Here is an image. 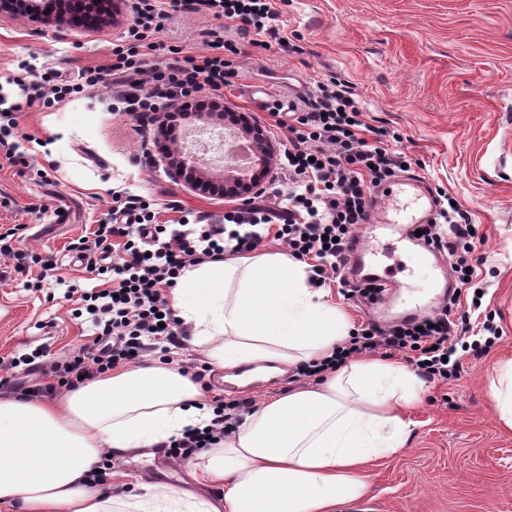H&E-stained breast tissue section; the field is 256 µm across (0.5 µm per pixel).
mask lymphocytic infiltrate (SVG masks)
Wrapping results in <instances>:
<instances>
[{
    "mask_svg": "<svg viewBox=\"0 0 512 512\" xmlns=\"http://www.w3.org/2000/svg\"><path fill=\"white\" fill-rule=\"evenodd\" d=\"M183 10L207 11L258 36L278 34L270 0H134L135 25L130 35L137 47L152 49L151 38L163 21ZM21 68L20 74L10 77L9 88L0 87V155L10 162L18 149L11 140L16 112L37 103L49 104L74 90L64 79L50 85L27 81L25 74L32 66L25 62ZM230 75L219 53L177 58L140 73L122 97V110L130 116H151L168 108L169 122L155 142L166 154L180 120L222 110V91ZM287 117L291 138L281 161L288 169L289 207L285 212L263 205L262 195L256 194L246 207L225 213L223 223L195 228L183 217L180 231L169 234L163 225L152 223L144 200L128 197L120 208L125 223L99 225L92 243H80L87 264L98 273L109 274L111 285L81 293V302L91 310L94 339L70 359L51 362L48 374L58 386L73 389L82 380L137 363L145 356L180 350L186 331L168 294L183 270L256 251L270 228L287 244L290 256L312 261L313 285L320 288L334 280L347 296L375 299L380 291L376 280L356 284L344 277L343 254L356 225L369 219L372 189L402 172L406 158L389 150L385 130L366 128L361 109L344 85L321 86L319 98L307 111L289 103ZM439 201L435 219L421 225V237L447 252L454 277L462 286L474 251L472 224L450 197L440 195ZM230 223L235 226L231 232L226 229ZM116 237L122 241L117 255L112 252ZM466 333L448 306L416 322L383 327L370 321L331 356L308 363L300 374L319 380L348 359L379 352L386 357L401 355L424 379L445 382L461 374L462 364L454 357L455 341ZM213 408L208 427L189 428L170 439L171 456L187 461L200 450L217 446L233 433L250 404L217 395Z\"/></svg>",
    "mask_w": 512,
    "mask_h": 512,
    "instance_id": "1",
    "label": "lymphocytic infiltrate"
}]
</instances>
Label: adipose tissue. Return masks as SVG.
Masks as SVG:
<instances>
[{"instance_id": "1", "label": "adipose tissue", "mask_w": 512, "mask_h": 512, "mask_svg": "<svg viewBox=\"0 0 512 512\" xmlns=\"http://www.w3.org/2000/svg\"><path fill=\"white\" fill-rule=\"evenodd\" d=\"M171 302L219 369L290 366L330 356L348 323L304 264L281 253L186 268ZM421 383L399 363L344 364L318 385L265 398L235 434L202 455L203 481L222 500L162 486L102 492L90 477L103 455L155 448L213 409L190 376L152 362L93 378L56 400L0 396V506L19 512H336L367 495V469L398 454L402 410Z\"/></svg>"}]
</instances>
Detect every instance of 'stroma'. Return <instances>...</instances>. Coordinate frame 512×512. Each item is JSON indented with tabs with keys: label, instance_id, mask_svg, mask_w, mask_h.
<instances>
[{
	"label": "stroma",
	"instance_id": "35a3bbf8",
	"mask_svg": "<svg viewBox=\"0 0 512 512\" xmlns=\"http://www.w3.org/2000/svg\"><path fill=\"white\" fill-rule=\"evenodd\" d=\"M279 41L206 12L173 15L155 33L142 68L172 52L200 55L223 40L236 72L222 103L246 114L277 147L287 128L271 109L255 108L244 82L272 87L277 99L308 96L331 80L349 85L364 120L399 136L392 148L419 162L433 188L454 198L477 229V262L454 317L486 323L465 344L498 338L483 355L461 353L459 380L424 383L406 414L404 450L369 469L370 490L350 512H512V430L500 422L489 386L498 363L512 359V0H272ZM130 6L102 26L48 25L23 15L0 17V81L21 62L41 81L111 64L128 47ZM110 86L73 93L16 116L23 155L0 166V395L20 394L13 358L37 349L68 355L91 343L92 323L78 315L77 291L105 287L86 269L79 240L108 221L117 197L151 203L158 223L182 212L223 221L236 199L191 190L170 177L154 146L156 126L118 112ZM57 263L45 271L47 259ZM378 272L417 292L434 287L417 254L388 252ZM110 485L137 494L159 486L222 497L199 480L193 462L142 449L113 460Z\"/></svg>",
	"mask_w": 512,
	"mask_h": 512
}]
</instances>
